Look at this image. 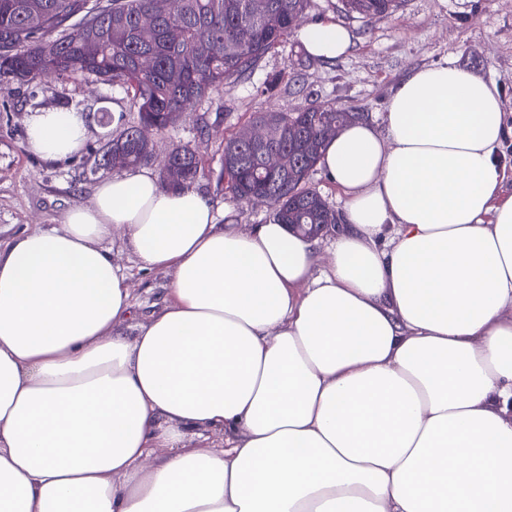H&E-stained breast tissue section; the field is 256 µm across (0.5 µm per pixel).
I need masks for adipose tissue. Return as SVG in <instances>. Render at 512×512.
Instances as JSON below:
<instances>
[{
    "label": "adipose tissue",
    "mask_w": 512,
    "mask_h": 512,
    "mask_svg": "<svg viewBox=\"0 0 512 512\" xmlns=\"http://www.w3.org/2000/svg\"><path fill=\"white\" fill-rule=\"evenodd\" d=\"M300 38L323 60L352 47L330 21ZM384 124L322 152L346 197L325 260L142 172L0 248V512H512L502 89L415 69ZM87 136L46 109L26 148L63 161ZM117 234L172 276L133 336Z\"/></svg>",
    "instance_id": "adipose-tissue-1"
}]
</instances>
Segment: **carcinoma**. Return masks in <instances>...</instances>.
<instances>
[{"label": "carcinoma", "instance_id": "carcinoma-1", "mask_svg": "<svg viewBox=\"0 0 512 512\" xmlns=\"http://www.w3.org/2000/svg\"><path fill=\"white\" fill-rule=\"evenodd\" d=\"M155 0H0V77L32 82L46 74L95 76L133 93L140 120L163 130L174 124L186 106L214 92L232 88L259 69L292 35L297 18L312 0H267V10L254 15L248 0H178L175 14L156 16ZM347 15L372 19L394 12L400 0H341ZM181 27L172 43L167 32ZM98 45L94 56L85 44ZM355 117L346 107L310 106L297 112H267L260 120L279 127L272 146L283 155L280 171L262 167L264 147L226 140L219 181L235 199L262 197L274 220L304 233L336 223L318 191L307 186L327 140L326 129ZM130 126L112 143L127 153L130 167L151 158L152 146L136 138ZM200 174L199 160L189 146L170 152L161 185L177 190Z\"/></svg>", "mask_w": 512, "mask_h": 512}]
</instances>
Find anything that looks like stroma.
Segmentation results:
<instances>
[{
    "label": "stroma",
    "instance_id": "obj_1",
    "mask_svg": "<svg viewBox=\"0 0 512 512\" xmlns=\"http://www.w3.org/2000/svg\"><path fill=\"white\" fill-rule=\"evenodd\" d=\"M304 20L345 26L353 36L351 52L333 61L309 59L299 71L296 53L304 45L292 34L250 82L213 94L173 127L150 131L154 153L145 171L160 175L173 147H191L202 169L195 188L216 206L230 205V222L249 231L271 221L272 210L261 202L231 199L218 175L226 138L262 113L294 112L318 102L352 108L379 128L390 94L411 70L452 60L502 86L512 123V0H402L395 12L369 21L345 15L338 0H315ZM272 80L278 83L273 90ZM48 107L87 117L89 137L70 160L45 161L25 148L31 112ZM138 121L132 95L92 77L49 74L30 83L1 78L0 245L26 230L57 226L69 209L90 205L94 185L112 175L94 169L95 157ZM111 248L114 261L130 274L132 316L141 322L167 299L171 276L141 270L123 237H114Z\"/></svg>",
    "mask_w": 512,
    "mask_h": 512
}]
</instances>
